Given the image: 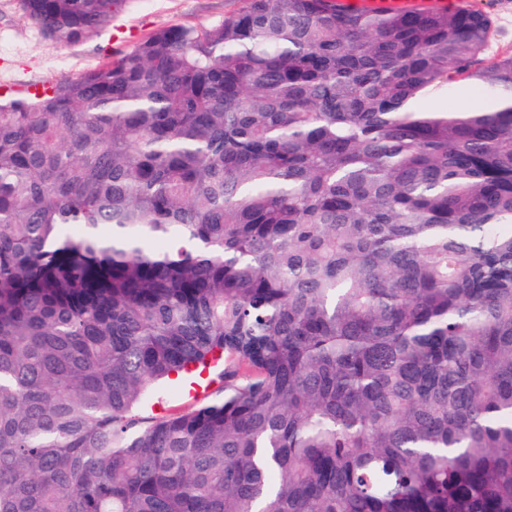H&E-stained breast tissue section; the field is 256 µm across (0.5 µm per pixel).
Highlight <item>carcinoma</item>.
Masks as SVG:
<instances>
[{
    "instance_id": "1",
    "label": "carcinoma",
    "mask_w": 512,
    "mask_h": 512,
    "mask_svg": "<svg viewBox=\"0 0 512 512\" xmlns=\"http://www.w3.org/2000/svg\"><path fill=\"white\" fill-rule=\"evenodd\" d=\"M19 2L67 45L119 0ZM492 33L247 0L0 97V512H512ZM459 82L482 101L421 106ZM221 361L222 396L139 416Z\"/></svg>"
}]
</instances>
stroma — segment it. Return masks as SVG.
Returning <instances> with one entry per match:
<instances>
[{
  "label": "stroma",
  "mask_w": 512,
  "mask_h": 512,
  "mask_svg": "<svg viewBox=\"0 0 512 512\" xmlns=\"http://www.w3.org/2000/svg\"><path fill=\"white\" fill-rule=\"evenodd\" d=\"M245 0H125L112 23L70 45L45 38L23 16L18 0H0V87L24 89L33 83H53L76 78L125 52L159 29L170 26L205 28L238 12ZM470 7L488 11L495 30L481 51L483 64L491 65L512 56V0H469ZM221 366L203 373L201 393L188 397L187 377L157 383L140 407L149 416L161 411L175 413L200 405L218 395Z\"/></svg>",
  "instance_id": "35a3bbf8"
}]
</instances>
